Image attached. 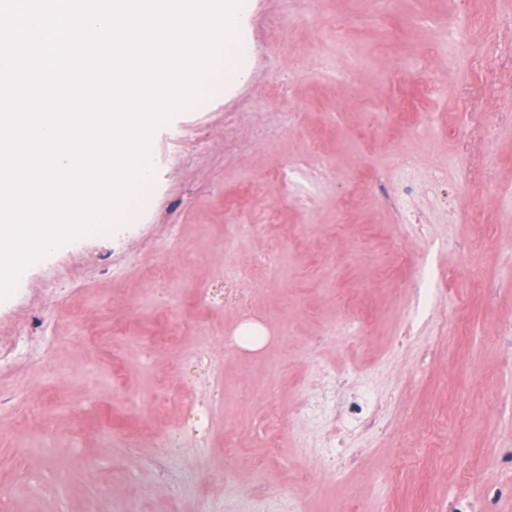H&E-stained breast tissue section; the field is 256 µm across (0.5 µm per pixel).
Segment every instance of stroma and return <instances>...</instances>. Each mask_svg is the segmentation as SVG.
<instances>
[{
    "label": "stroma",
    "instance_id": "stroma-1",
    "mask_svg": "<svg viewBox=\"0 0 512 512\" xmlns=\"http://www.w3.org/2000/svg\"><path fill=\"white\" fill-rule=\"evenodd\" d=\"M480 4L498 16L486 30L462 24V0H396L382 20L352 0H238L250 75L153 130L137 233L61 243L0 308L54 314L56 365L38 414L0 411V512H194L201 494L249 512L308 479V512H512V0ZM340 16L365 65L310 25ZM317 146L322 166H302ZM475 213L498 244L477 283L461 271ZM173 227L188 255L158 253ZM271 251L238 284L248 305L201 303L225 266ZM247 317L264 351L216 345L211 371L187 374L194 347ZM341 321L355 340L322 341ZM222 387L236 405L215 410L208 447L161 474L157 435Z\"/></svg>",
    "mask_w": 512,
    "mask_h": 512
}]
</instances>
